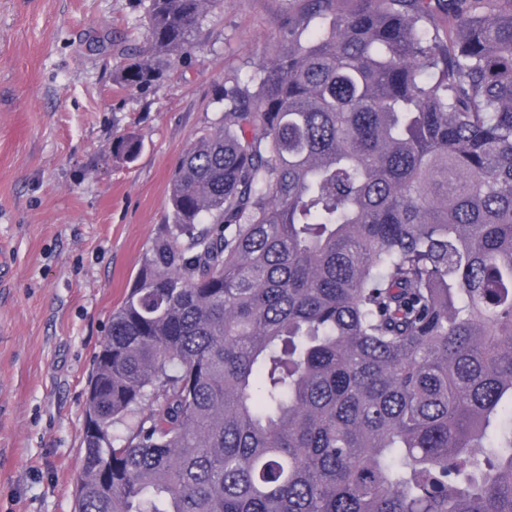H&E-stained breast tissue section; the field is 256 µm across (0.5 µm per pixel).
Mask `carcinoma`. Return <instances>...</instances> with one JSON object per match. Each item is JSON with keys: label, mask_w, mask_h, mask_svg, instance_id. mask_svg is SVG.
Listing matches in <instances>:
<instances>
[{"label": "carcinoma", "mask_w": 512, "mask_h": 512, "mask_svg": "<svg viewBox=\"0 0 512 512\" xmlns=\"http://www.w3.org/2000/svg\"><path fill=\"white\" fill-rule=\"evenodd\" d=\"M219 2L140 0L115 86ZM303 2L171 178L74 512H512V0Z\"/></svg>", "instance_id": "cac0c4a2"}]
</instances>
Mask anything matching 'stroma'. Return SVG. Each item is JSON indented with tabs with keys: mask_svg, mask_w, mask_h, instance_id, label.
I'll return each instance as SVG.
<instances>
[{
	"mask_svg": "<svg viewBox=\"0 0 512 512\" xmlns=\"http://www.w3.org/2000/svg\"><path fill=\"white\" fill-rule=\"evenodd\" d=\"M303 11L224 0L158 83L126 92L115 69L149 52L136 0H0V512H74L87 378L171 175ZM127 131L143 142L130 163L112 153Z\"/></svg>",
	"mask_w": 512,
	"mask_h": 512,
	"instance_id": "obj_1",
	"label": "stroma"
}]
</instances>
